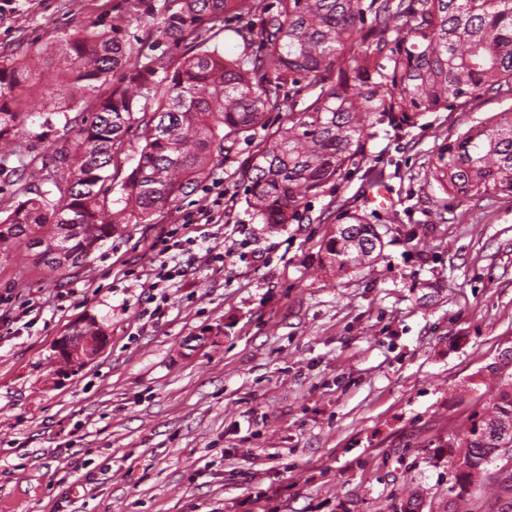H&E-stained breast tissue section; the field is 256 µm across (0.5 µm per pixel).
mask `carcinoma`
Segmentation results:
<instances>
[{"mask_svg":"<svg viewBox=\"0 0 512 512\" xmlns=\"http://www.w3.org/2000/svg\"><path fill=\"white\" fill-rule=\"evenodd\" d=\"M156 41L183 53L131 61L117 29L73 34L63 54L70 83L94 106L71 118L53 92L42 125L78 127L55 150L51 191L0 219V254L21 246L35 266L77 268L123 224L154 216L194 194L213 161L255 144L245 203L275 229L295 221L330 184L361 171L369 142L419 125L429 112L512 93V0H162L151 7ZM259 15L232 27V18ZM232 32L246 53L210 47ZM35 56L0 59V152L24 124V84ZM277 114L275 127L266 115ZM138 130L139 160L119 162ZM262 138H256L259 131ZM429 177L445 194L512 196V112L470 127L437 153ZM373 214L343 208L324 243L330 267L354 272L382 252ZM71 336H102L93 319ZM454 481L448 505L472 493L473 478L512 448V382L448 435Z\"/></svg>","mask_w":512,"mask_h":512,"instance_id":"1","label":"carcinoma"}]
</instances>
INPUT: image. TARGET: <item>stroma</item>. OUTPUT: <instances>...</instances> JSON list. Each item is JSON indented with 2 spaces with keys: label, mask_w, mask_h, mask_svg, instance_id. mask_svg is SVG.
<instances>
[{
  "label": "stroma",
  "mask_w": 512,
  "mask_h": 512,
  "mask_svg": "<svg viewBox=\"0 0 512 512\" xmlns=\"http://www.w3.org/2000/svg\"><path fill=\"white\" fill-rule=\"evenodd\" d=\"M116 21L140 54L165 51L145 0H17L0 16V54L44 59L0 160V216L75 142L74 128L39 117L42 88L68 89L63 40ZM511 108L510 95L483 97L371 141L359 173L273 231L245 204L253 147L240 145L209 172L224 180L223 223L168 253L189 279L147 323L135 277L152 266L148 245L202 207V192L123 225L66 273L0 260V506L255 512L263 495L267 512H448L442 444L512 379L510 366L487 370L512 347V197L443 194L429 167L444 143ZM377 174L383 251L334 273L323 240L339 206L365 207ZM86 317L107 344L59 376L55 344ZM77 468L83 481L67 482ZM457 512H512L497 466Z\"/></svg>",
  "instance_id": "obj_1"
}]
</instances>
